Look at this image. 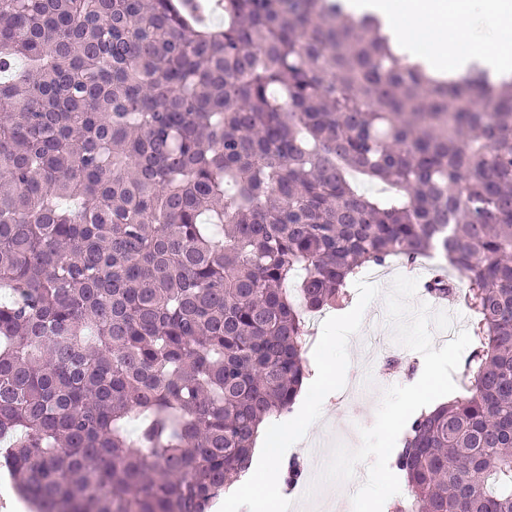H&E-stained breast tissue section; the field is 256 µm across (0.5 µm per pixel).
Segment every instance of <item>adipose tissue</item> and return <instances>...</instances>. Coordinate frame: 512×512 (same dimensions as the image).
I'll return each mask as SVG.
<instances>
[{"instance_id": "ef3b65f1", "label": "adipose tissue", "mask_w": 512, "mask_h": 512, "mask_svg": "<svg viewBox=\"0 0 512 512\" xmlns=\"http://www.w3.org/2000/svg\"><path fill=\"white\" fill-rule=\"evenodd\" d=\"M365 10L381 15L399 49L421 59L419 39L435 42L449 67L496 68L512 46V0H366ZM266 465L256 466L238 491L251 512H279L285 495L278 481V449L265 451Z\"/></svg>"}]
</instances>
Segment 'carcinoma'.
Listing matches in <instances>:
<instances>
[{
    "mask_svg": "<svg viewBox=\"0 0 512 512\" xmlns=\"http://www.w3.org/2000/svg\"><path fill=\"white\" fill-rule=\"evenodd\" d=\"M221 5L212 31L175 0H0L16 490L37 512H207L292 411L307 315L441 246L475 347L407 424L387 512H512V74L435 76L345 0Z\"/></svg>",
    "mask_w": 512,
    "mask_h": 512,
    "instance_id": "cac0c4a2",
    "label": "carcinoma"
}]
</instances>
